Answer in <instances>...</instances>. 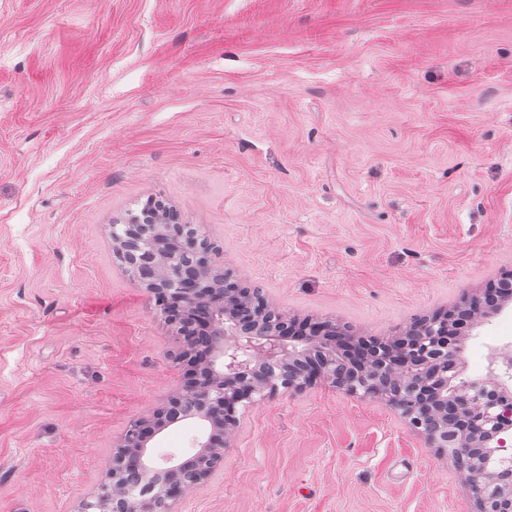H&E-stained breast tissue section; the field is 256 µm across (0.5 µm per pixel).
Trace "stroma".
Wrapping results in <instances>:
<instances>
[{"mask_svg": "<svg viewBox=\"0 0 512 512\" xmlns=\"http://www.w3.org/2000/svg\"><path fill=\"white\" fill-rule=\"evenodd\" d=\"M276 308L387 338L512 270V0H0V512H77L178 336L113 250L147 199ZM512 303L461 340L495 371ZM203 425L165 428L185 458ZM177 512H474L328 383L240 413Z\"/></svg>", "mask_w": 512, "mask_h": 512, "instance_id": "obj_1", "label": "stroma"}]
</instances>
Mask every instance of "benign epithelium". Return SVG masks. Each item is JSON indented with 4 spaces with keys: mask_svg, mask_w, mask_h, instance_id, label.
<instances>
[{
    "mask_svg": "<svg viewBox=\"0 0 512 512\" xmlns=\"http://www.w3.org/2000/svg\"><path fill=\"white\" fill-rule=\"evenodd\" d=\"M177 221V212L154 203L133 218L128 239L114 240V247L125 262L161 260L149 292L180 336L181 385L150 416L130 424L108 481L78 512H175L179 500L224 463L240 408L257 395L272 396L281 388L302 391L318 382L384 402L429 447L439 452L455 448L453 464L470 476L476 512H512V472L489 468L492 459L506 453L503 434L512 429V392L492 372L472 385L450 376L459 337L487 317L486 301L498 298V310L512 301V272L397 336L355 341L345 348L341 326L332 321L280 310V325L268 330L259 318H240L237 311L247 302L259 303L260 314L271 305L230 275L212 284L173 263L184 253ZM152 224L162 230L149 237L150 257L140 254L137 241ZM263 364L278 365L283 372L271 379L261 370ZM179 414L202 422L206 433L190 458L171 457L157 467L152 441Z\"/></svg>",
    "mask_w": 512,
    "mask_h": 512,
    "instance_id": "benign-epithelium-1",
    "label": "benign epithelium"
}]
</instances>
